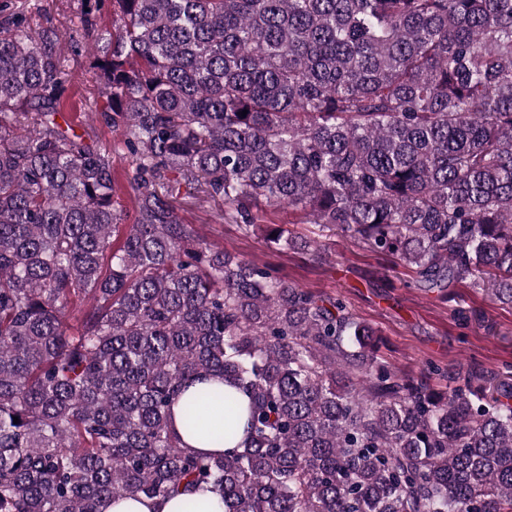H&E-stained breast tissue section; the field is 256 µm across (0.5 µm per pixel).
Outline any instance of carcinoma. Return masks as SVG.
Instances as JSON below:
<instances>
[{
    "mask_svg": "<svg viewBox=\"0 0 512 512\" xmlns=\"http://www.w3.org/2000/svg\"><path fill=\"white\" fill-rule=\"evenodd\" d=\"M112 13L91 66L132 224L112 157L55 120L78 45L0 4V512L177 495L198 512L202 484L224 512H512V370L401 375L342 299L178 216L215 209L323 259L265 223L287 209L419 288L512 306V0ZM218 404L245 411L242 441L233 419L203 427ZM184 433L235 446L195 453Z\"/></svg>",
    "mask_w": 512,
    "mask_h": 512,
    "instance_id": "carcinoma-1",
    "label": "carcinoma"
}]
</instances>
